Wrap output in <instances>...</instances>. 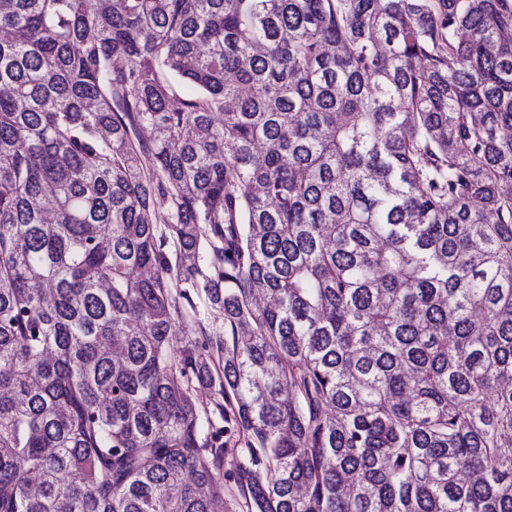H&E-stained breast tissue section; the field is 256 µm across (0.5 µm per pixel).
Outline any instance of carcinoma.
Instances as JSON below:
<instances>
[{
  "label": "carcinoma",
  "mask_w": 512,
  "mask_h": 512,
  "mask_svg": "<svg viewBox=\"0 0 512 512\" xmlns=\"http://www.w3.org/2000/svg\"><path fill=\"white\" fill-rule=\"evenodd\" d=\"M226 480L512 512V0H0V512ZM194 307L191 308L184 304L181 309L183 316L175 321L172 336L176 345H184L191 342L199 336V327L205 326L210 331L215 332L224 340V318L223 315L210 306L202 294L193 299Z\"/></svg>",
  "instance_id": "1"
}]
</instances>
